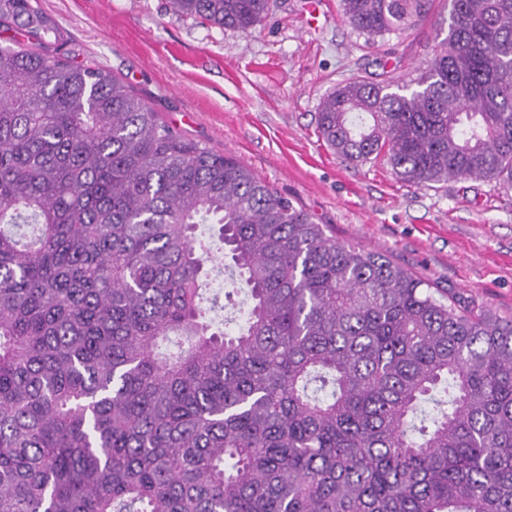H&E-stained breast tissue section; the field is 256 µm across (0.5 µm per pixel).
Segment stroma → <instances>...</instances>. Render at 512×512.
<instances>
[{
	"mask_svg": "<svg viewBox=\"0 0 512 512\" xmlns=\"http://www.w3.org/2000/svg\"><path fill=\"white\" fill-rule=\"evenodd\" d=\"M339 4L274 0L261 24L242 31L180 15L170 0H38L78 60L130 85L174 131L240 159L338 241L512 319V190L404 184L387 165L336 155L316 123L343 80L386 67L406 81L425 72L450 0H430L414 27L373 45Z\"/></svg>",
	"mask_w": 512,
	"mask_h": 512,
	"instance_id": "35a3bbf8",
	"label": "stroma"
}]
</instances>
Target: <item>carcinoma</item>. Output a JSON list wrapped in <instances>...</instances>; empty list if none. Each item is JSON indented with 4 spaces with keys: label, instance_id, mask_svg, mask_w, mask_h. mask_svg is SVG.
Instances as JSON below:
<instances>
[{
    "label": "carcinoma",
    "instance_id": "carcinoma-1",
    "mask_svg": "<svg viewBox=\"0 0 512 512\" xmlns=\"http://www.w3.org/2000/svg\"><path fill=\"white\" fill-rule=\"evenodd\" d=\"M171 4L240 30L271 8ZM428 4L341 9L373 43ZM13 24L27 42L0 46V512H512L511 320L336 241L74 61L35 0H0ZM317 124L344 160L405 184L511 189L512 0H451L428 70L340 83ZM221 276L246 307L211 293Z\"/></svg>",
    "mask_w": 512,
    "mask_h": 512
}]
</instances>
